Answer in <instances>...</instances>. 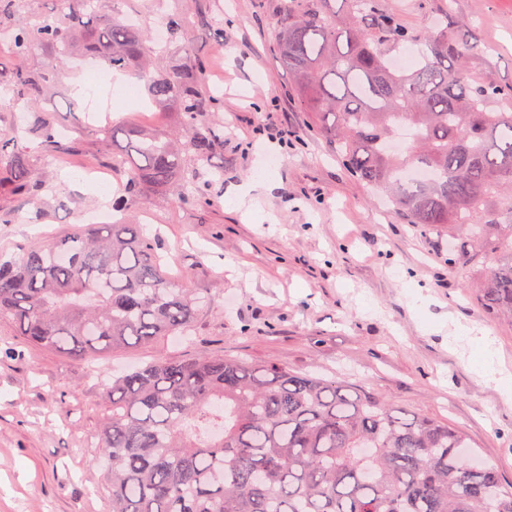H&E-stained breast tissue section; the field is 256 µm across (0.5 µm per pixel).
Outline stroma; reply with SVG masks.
I'll use <instances>...</instances> for the list:
<instances>
[{
	"mask_svg": "<svg viewBox=\"0 0 512 512\" xmlns=\"http://www.w3.org/2000/svg\"><path fill=\"white\" fill-rule=\"evenodd\" d=\"M418 35L436 19L470 21L479 49L471 64L512 88V0H380ZM152 26L186 15L184 34L149 54L155 72L179 64L185 48L202 60L221 102L211 116L224 132V180L202 199L178 202L173 189L140 201L148 232L168 271L207 293L193 341L176 336L103 352L95 367L117 375L172 357L222 355L276 363L314 376L353 378L411 413L461 428L484 462L512 485V396L477 377L480 347L459 328L488 331L497 361L512 372V325L486 315L465 264L448 263V229H425L379 201L353 179L331 144L311 127L274 50L269 0H92ZM68 0H0V28L38 26L68 13ZM48 77L43 93L17 104L0 87V128L22 110L64 131L69 154H48L39 139L22 142L46 189L33 196L0 192V250L18 252L85 224L107 199L97 176L111 169L112 147L95 129L139 124L168 134L175 107L151 105L147 86L125 100L103 58L83 38L37 43L23 54L0 45V73ZM92 88L76 97L72 81ZM266 167L268 189L251 209L228 206L229 190ZM0 512H112V490L96 456L111 414L103 379L89 364L28 344L0 322Z\"/></svg>",
	"mask_w": 512,
	"mask_h": 512,
	"instance_id": "35a3bbf8",
	"label": "stroma"
}]
</instances>
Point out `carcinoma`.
Instances as JSON below:
<instances>
[{
    "label": "carcinoma",
    "instance_id": "obj_1",
    "mask_svg": "<svg viewBox=\"0 0 512 512\" xmlns=\"http://www.w3.org/2000/svg\"><path fill=\"white\" fill-rule=\"evenodd\" d=\"M277 59L299 101L352 177L413 224L448 225V264L463 262L485 312L512 322V90L481 79L469 61L471 27L443 19L422 38L378 0H273ZM86 34L88 52L115 70L133 68L157 105L178 106L184 134L124 131L112 154L123 193L112 209L138 206L150 188L224 178V139L208 121L217 107L191 52L156 75L148 35L118 14L72 10L31 31H13L19 53L32 42ZM420 42L410 71L389 53ZM15 96L39 95L44 78L21 71ZM410 140L387 148L399 131ZM37 136L47 152L70 145L33 114L0 143ZM418 168L425 179L407 176ZM38 189L29 157H0V192ZM498 255L494 266L486 256ZM209 297L161 267L143 224H88L51 243L0 253V321L28 343L75 358L185 334ZM97 462L112 486V512H512V485L469 463L457 427L417 416L345 380L221 356L168 358L112 379Z\"/></svg>",
    "mask_w": 512,
    "mask_h": 512
}]
</instances>
